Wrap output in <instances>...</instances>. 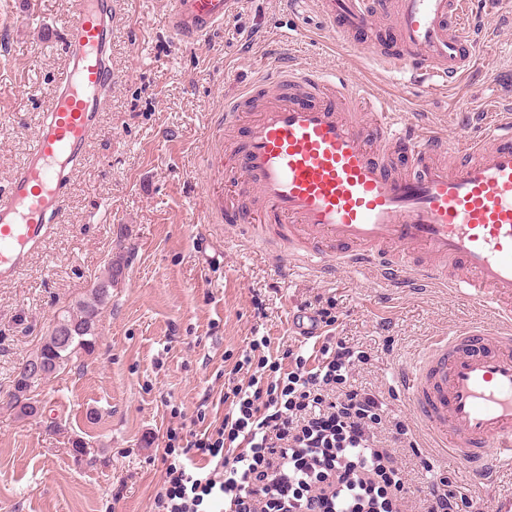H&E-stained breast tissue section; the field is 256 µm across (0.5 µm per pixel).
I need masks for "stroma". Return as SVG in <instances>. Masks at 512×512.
<instances>
[{
    "label": "stroma",
    "mask_w": 512,
    "mask_h": 512,
    "mask_svg": "<svg viewBox=\"0 0 512 512\" xmlns=\"http://www.w3.org/2000/svg\"><path fill=\"white\" fill-rule=\"evenodd\" d=\"M170 0H116L112 71L100 125L42 247L20 278L0 285V512H154L169 428L182 440L222 418L225 385L253 339L279 355L293 341L297 307L332 302L334 333L367 351L358 378L404 421L419 454L400 450L411 488L422 459L485 512H512V469L491 481L437 448L414 418L397 375L430 337L477 323L497 328L491 308L428 284L393 288L374 274L307 266L280 276L266 249L225 230V206L259 211L255 193L209 167L236 147L224 130V98L273 84L278 67L308 68L360 90L346 117L376 123L372 105L439 129L455 144L478 136L490 113L512 114V0H473L476 43L495 35L464 80L414 83L327 31L317 0H238L224 25L194 44L174 40ZM72 0H0V192L29 151L46 97L65 69L62 37ZM288 40H279V33ZM124 269L99 316L97 343L34 392L38 414L9 404L18 368L57 315L84 297L107 263ZM262 301L264 315L254 312ZM85 453L73 450L75 440Z\"/></svg>",
    "instance_id": "35a3bbf8"
}]
</instances>
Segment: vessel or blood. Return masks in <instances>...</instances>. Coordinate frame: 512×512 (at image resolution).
Masks as SVG:
<instances>
[{"instance_id":"b4317fda","label":"vessel or blood","mask_w":512,"mask_h":512,"mask_svg":"<svg viewBox=\"0 0 512 512\" xmlns=\"http://www.w3.org/2000/svg\"><path fill=\"white\" fill-rule=\"evenodd\" d=\"M392 0H320L333 33L361 55H386L394 70L448 85L469 69L468 0H393L395 47L366 41ZM236 0H171L169 27L196 42L223 26ZM113 0H73L63 34L67 70L51 91L32 146L0 193V283L16 281L62 214L63 197L111 90ZM280 91L244 123L233 168L263 202L258 213L224 212V224L269 245L273 257L325 276L373 272L388 283L425 281L498 310L501 324L431 337L399 382L440 447L473 474L512 465V118L470 141L457 167L433 163L442 134L390 112L376 128L333 102L292 99L305 87L345 99L354 89L308 69L279 68ZM410 166L394 172L390 151Z\"/></svg>"}]
</instances>
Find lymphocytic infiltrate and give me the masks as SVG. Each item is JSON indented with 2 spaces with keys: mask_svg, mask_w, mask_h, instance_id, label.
Returning <instances> with one entry per match:
<instances>
[{
  "mask_svg": "<svg viewBox=\"0 0 512 512\" xmlns=\"http://www.w3.org/2000/svg\"><path fill=\"white\" fill-rule=\"evenodd\" d=\"M321 332L314 357L287 348L279 361L244 355L247 384L228 388L222 420L177 446L156 496L161 512H405L396 444L416 448L404 422L383 416V402L357 384L365 351L334 336L337 318L313 307Z\"/></svg>",
  "mask_w": 512,
  "mask_h": 512,
  "instance_id": "f902f5d3",
  "label": "lymphocytic infiltrate"
}]
</instances>
